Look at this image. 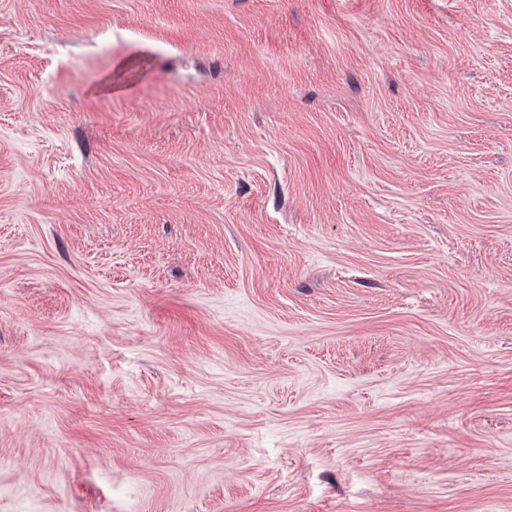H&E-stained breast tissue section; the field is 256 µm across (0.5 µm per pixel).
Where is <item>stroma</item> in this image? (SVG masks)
I'll use <instances>...</instances> for the list:
<instances>
[{"mask_svg": "<svg viewBox=\"0 0 512 512\" xmlns=\"http://www.w3.org/2000/svg\"><path fill=\"white\" fill-rule=\"evenodd\" d=\"M0 512H512V0H0Z\"/></svg>", "mask_w": 512, "mask_h": 512, "instance_id": "stroma-1", "label": "stroma"}]
</instances>
